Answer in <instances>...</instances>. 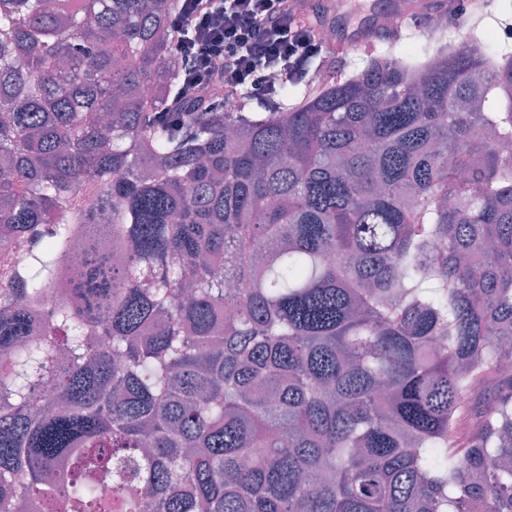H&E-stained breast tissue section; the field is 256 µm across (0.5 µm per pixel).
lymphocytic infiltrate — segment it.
<instances>
[{
	"label": "lymphocytic infiltrate",
	"mask_w": 512,
	"mask_h": 512,
	"mask_svg": "<svg viewBox=\"0 0 512 512\" xmlns=\"http://www.w3.org/2000/svg\"><path fill=\"white\" fill-rule=\"evenodd\" d=\"M168 24L181 60V100L209 99L222 89L225 100L249 92L269 102L279 87L270 80L309 81L311 59L322 57L324 41L312 18L297 0H177Z\"/></svg>",
	"instance_id": "f902f5d3"
}]
</instances>
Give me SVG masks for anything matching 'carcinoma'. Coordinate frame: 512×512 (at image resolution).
<instances>
[{
  "label": "carcinoma",
  "instance_id": "carcinoma-1",
  "mask_svg": "<svg viewBox=\"0 0 512 512\" xmlns=\"http://www.w3.org/2000/svg\"><path fill=\"white\" fill-rule=\"evenodd\" d=\"M175 9L0 0V512H512V57L175 124ZM30 263V253L25 247L0 245V267L25 268Z\"/></svg>",
  "mask_w": 512,
  "mask_h": 512
}]
</instances>
